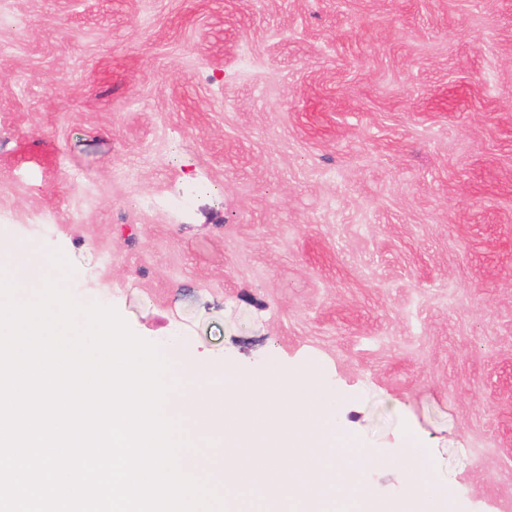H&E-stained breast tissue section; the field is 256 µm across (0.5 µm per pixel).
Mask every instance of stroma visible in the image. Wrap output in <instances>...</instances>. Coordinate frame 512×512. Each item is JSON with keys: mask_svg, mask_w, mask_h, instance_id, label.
I'll return each instance as SVG.
<instances>
[{"mask_svg": "<svg viewBox=\"0 0 512 512\" xmlns=\"http://www.w3.org/2000/svg\"><path fill=\"white\" fill-rule=\"evenodd\" d=\"M0 237L188 369L317 365L370 497L512 505V0H0Z\"/></svg>", "mask_w": 512, "mask_h": 512, "instance_id": "obj_1", "label": "stroma"}]
</instances>
